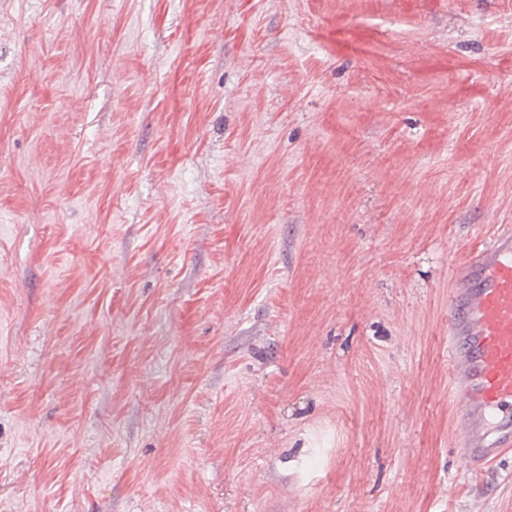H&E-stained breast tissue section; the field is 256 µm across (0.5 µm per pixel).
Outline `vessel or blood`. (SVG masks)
<instances>
[{
  "mask_svg": "<svg viewBox=\"0 0 512 512\" xmlns=\"http://www.w3.org/2000/svg\"><path fill=\"white\" fill-rule=\"evenodd\" d=\"M448 393L456 453L475 471L512 450V225L460 263L449 292Z\"/></svg>",
  "mask_w": 512,
  "mask_h": 512,
  "instance_id": "b4317fda",
  "label": "vessel or blood"
}]
</instances>
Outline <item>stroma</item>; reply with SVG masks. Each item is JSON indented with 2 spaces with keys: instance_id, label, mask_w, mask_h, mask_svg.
Returning a JSON list of instances; mask_svg holds the SVG:
<instances>
[{
  "instance_id": "35a3bbf8",
  "label": "stroma",
  "mask_w": 512,
  "mask_h": 512,
  "mask_svg": "<svg viewBox=\"0 0 512 512\" xmlns=\"http://www.w3.org/2000/svg\"><path fill=\"white\" fill-rule=\"evenodd\" d=\"M512 224V0H0V512H512L448 290Z\"/></svg>"
}]
</instances>
